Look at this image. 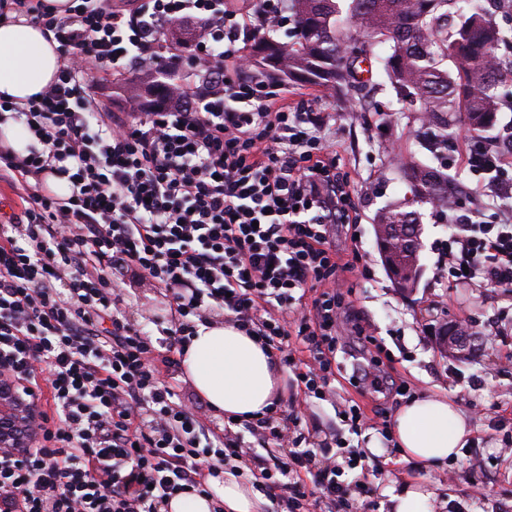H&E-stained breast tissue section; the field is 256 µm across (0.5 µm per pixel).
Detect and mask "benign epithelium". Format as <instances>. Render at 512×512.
Here are the masks:
<instances>
[{"mask_svg":"<svg viewBox=\"0 0 512 512\" xmlns=\"http://www.w3.org/2000/svg\"><path fill=\"white\" fill-rule=\"evenodd\" d=\"M381 256L396 288L405 291L416 286L413 273L401 268L399 262L413 251L420 250L419 225L408 224L395 230L377 229ZM441 346L459 358L472 354L478 336L464 324L440 325L434 330ZM39 414V406L30 400L26 391L16 382L0 383V447L24 450L35 446L36 437L31 429Z\"/></svg>","mask_w":512,"mask_h":512,"instance_id":"7a95c632","label":"benign epithelium"}]
</instances>
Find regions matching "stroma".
<instances>
[{
    "mask_svg": "<svg viewBox=\"0 0 512 512\" xmlns=\"http://www.w3.org/2000/svg\"><path fill=\"white\" fill-rule=\"evenodd\" d=\"M141 78L136 64H128L121 74L98 82V94L111 111H136L128 91ZM372 82L373 90L360 99L344 86L329 89L294 83L289 84L288 95L302 102L309 119L325 126L335 142L339 170L353 183L356 222L337 227L331 236L343 259L356 253L361 256L338 282L349 305L338 333L352 336L360 331L373 337V354L381 361V371L404 391L383 396L354 382V361L340 352L331 392L322 400L297 399L295 411L303 421L317 420L324 434L363 449L362 433H353L341 420L340 412L348 405L359 404L366 416L365 431L383 439L406 400L420 394L452 395L471 419L473 438L454 465L427 469L437 490L430 512H512V447L503 443L504 435L512 432V363L507 360L512 353V291L480 282L452 286L447 272L437 267L441 241L450 232L462 230L457 217L480 207L475 192L479 178L456 153L465 131H454L447 154L448 173L458 177L461 190L443 216H433L430 206H420L422 275L411 295H401L378 252L373 218L380 208L401 203L408 192L390 164L392 153L423 162L430 161L431 155L420 144L417 113L403 111L380 64L372 66ZM120 289L122 309L131 324L153 335L166 325L171 305L163 292L129 276ZM460 319L482 339L476 357L455 358L436 347L434 327ZM476 460L482 462V471L474 470ZM412 473L408 464L386 463L366 453L362 468L346 471L344 480L370 487L360 512H381L384 490Z\"/></svg>",
    "mask_w": 512,
    "mask_h": 512,
    "instance_id": "35a3bbf8",
    "label": "stroma"
}]
</instances>
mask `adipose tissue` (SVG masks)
<instances>
[{
    "instance_id": "1",
    "label": "adipose tissue",
    "mask_w": 512,
    "mask_h": 512,
    "mask_svg": "<svg viewBox=\"0 0 512 512\" xmlns=\"http://www.w3.org/2000/svg\"><path fill=\"white\" fill-rule=\"evenodd\" d=\"M61 52L52 34L27 18L0 21V97L19 102L41 92L56 78ZM183 370L212 410L251 420L277 404L282 393L279 367L260 342L233 326L199 327L182 357ZM399 462L417 468L416 476L385 491L389 512H428L434 493L423 471L455 463L469 443L470 421L445 395L411 398L395 413L389 431ZM211 496L182 493L169 500L168 512H265L267 501L232 472L210 479Z\"/></svg>"
}]
</instances>
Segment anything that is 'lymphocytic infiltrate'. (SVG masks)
Returning a JSON list of instances; mask_svg holds the SVG:
<instances>
[{
    "label": "lymphocytic infiltrate",
    "mask_w": 512,
    "mask_h": 512,
    "mask_svg": "<svg viewBox=\"0 0 512 512\" xmlns=\"http://www.w3.org/2000/svg\"><path fill=\"white\" fill-rule=\"evenodd\" d=\"M25 8L68 55L39 94L0 99V124L20 121L33 135L23 157L0 141V181L21 200L0 222V373L45 405L35 448H0V512H164L178 494L205 492L232 460L286 512H304L314 489L344 512L368 492L341 479L359 453H315L275 408L214 429L206 403L190 408L178 394V356L219 312L288 367L287 392L325 398L348 308L330 229L354 206L322 126L267 90L240 45L248 21L224 0ZM185 20L200 25L194 80L176 81L137 120L110 112L98 74L133 60L156 69L165 26ZM464 159L487 178L492 221L451 236L450 275L511 289L512 214L495 200L507 158L479 144ZM51 175L68 176L71 196L46 194ZM128 272L170 293L163 337L124 317L118 282ZM248 435L271 452H249Z\"/></svg>",
    "instance_id": "f902f5d3"
}]
</instances>
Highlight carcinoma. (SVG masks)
Wrapping results in <instances>:
<instances>
[{
  "label": "carcinoma",
  "mask_w": 512,
  "mask_h": 512,
  "mask_svg": "<svg viewBox=\"0 0 512 512\" xmlns=\"http://www.w3.org/2000/svg\"><path fill=\"white\" fill-rule=\"evenodd\" d=\"M450 0H348L347 12L366 33L358 51L346 47L340 0H290L293 41L287 45L268 35H255L249 51H262L273 62L259 69L269 78L286 77L314 86H350L355 61L387 48L383 69L403 102H418L423 112L421 146L434 155L430 166L397 154L392 162L402 174L412 199L451 207L459 189L444 172L448 166V131L464 124L475 137L488 136L496 125L503 99L499 86L512 78V60L494 59L508 36L486 14L472 12L451 19ZM169 78L160 70L134 90L148 106L161 101ZM418 211L385 207L377 224H414Z\"/></svg>",
  "instance_id": "cac0c4a2"
}]
</instances>
